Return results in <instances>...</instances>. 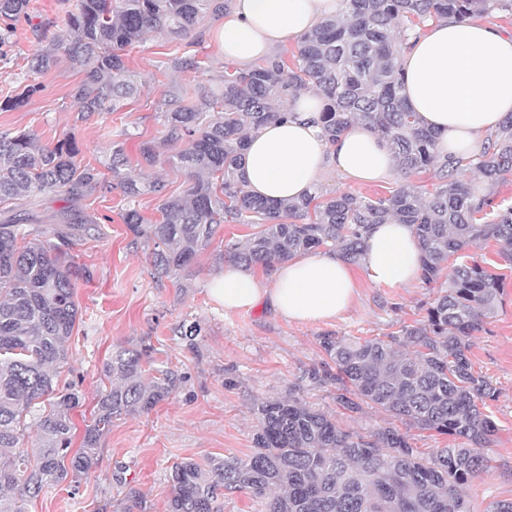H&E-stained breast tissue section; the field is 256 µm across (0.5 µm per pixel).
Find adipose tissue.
Masks as SVG:
<instances>
[{
  "label": "adipose tissue",
  "mask_w": 512,
  "mask_h": 512,
  "mask_svg": "<svg viewBox=\"0 0 512 512\" xmlns=\"http://www.w3.org/2000/svg\"><path fill=\"white\" fill-rule=\"evenodd\" d=\"M337 0H234L218 34L224 56L243 66L269 57L289 39L334 15ZM403 95L422 124L438 135L440 154H475L512 113V32L472 20L429 22L401 57ZM292 116L253 134L240 175L251 194L299 199L313 194L328 170L355 182H381L396 174L394 156L364 123H352L327 144L316 123L319 95L290 99ZM361 267L374 284L405 287L420 275V247L411 225H372ZM357 291L355 272L339 254L299 256L277 263L267 282L234 265L209 283V294L228 310L268 301L297 322L335 318Z\"/></svg>",
  "instance_id": "obj_1"
}]
</instances>
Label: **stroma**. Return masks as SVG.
Instances as JSON below:
<instances>
[{
	"label": "stroma",
	"instance_id": "stroma-1",
	"mask_svg": "<svg viewBox=\"0 0 512 512\" xmlns=\"http://www.w3.org/2000/svg\"><path fill=\"white\" fill-rule=\"evenodd\" d=\"M223 23L220 17L206 18L201 42L186 46L187 55L204 60L199 71L165 66L171 46L168 36L151 33L128 47L127 63L141 93L119 112H97L78 120L71 91L83 80V73L62 63L37 75L43 92L17 109L0 110V135L26 130L49 146L73 137L79 160L106 178L112 175V142L120 139L129 163L140 165L145 177L164 178L168 191L182 190L185 175L165 163L141 165L140 146L161 134L158 105L165 90L219 86L227 64L216 38ZM37 47L29 24L19 23L0 57V100L17 93L29 75L27 59ZM409 179L401 172L395 179L367 184L344 180L331 171L320 188L330 196L350 192L373 197ZM410 180L423 192L433 189L429 176ZM85 209L101 232L81 238L69 249L75 265L88 269L90 275L75 282L79 316L69 341V364L59 377L60 387L75 385L84 396L82 407L74 411L77 428H84L90 417L102 366L113 346L149 347L154 367L178 371L184 380L150 412L113 420L111 431L99 441L97 468L79 484L44 487L37 498L23 502L24 512H125L132 487L144 496V512H168L173 464L186 458L201 462L210 456L249 455L256 430L252 407L264 398L299 397L335 413L344 427L360 432L384 425L385 414L373 409L339 413L333 387L310 384L307 373L322 357L319 336L324 332L383 336L396 324L415 320L432 289L419 281L404 288L376 285L360 272L352 307L327 321L293 322L264 302L227 311L208 292L211 278L225 265L217 247L197 255L193 276L182 286L155 274L153 245L129 232L120 190L86 200ZM194 323L201 328L199 336L185 337V327ZM469 357L475 372L489 378L499 391L488 409L499 428L495 443L486 451L489 467L469 490L470 512H487L492 502L512 499V269L498 308L476 333Z\"/></svg>",
	"mask_w": 512,
	"mask_h": 512
}]
</instances>
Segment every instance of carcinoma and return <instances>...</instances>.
Instances as JSON below:
<instances>
[{"mask_svg":"<svg viewBox=\"0 0 512 512\" xmlns=\"http://www.w3.org/2000/svg\"><path fill=\"white\" fill-rule=\"evenodd\" d=\"M230 0H76L57 30L32 25L42 48L29 70L45 73L60 61L86 71L72 96L79 112H116L137 94L124 51L148 32L181 38L206 16L224 14ZM496 13L512 18V0H339L336 15L303 34L296 54L277 53L246 69L224 71L221 86L201 88L188 100L177 92L161 103L162 135L141 146L148 165L166 163L183 172L187 186L169 193L159 178L125 168L123 144L112 142L114 183L77 160L67 138L49 147L20 132L0 136V205L33 204L61 195L72 205L56 222L30 224L20 214L0 217V512H22L49 483H78L97 465L101 436L123 415L148 412L184 380L167 369L148 376V350L118 346L103 364L109 385L96 394L92 423L71 452L73 411L83 397L58 380L70 355L68 342L79 315L73 279L86 274L67 249L86 232L88 218L75 202L121 191L124 223L153 242L160 274L188 280L197 253L208 249L221 225L248 224L256 231L224 254L247 270L313 252H336L360 263L366 233L390 217L410 224L421 249L420 280L437 288L424 314L383 338L320 335L325 355L310 372L313 383L336 390V406L359 413L375 409L385 426L361 434L328 411L299 398L254 404V448L247 458L210 457L177 462L170 475L169 512H221L220 500L245 493L264 501L262 512H470L468 491L485 472L484 449L498 427L486 413L497 389L476 373L468 356L474 333L497 309L507 276L465 252L493 240L512 266V203L491 205L462 180L473 167L490 185L512 174V114L487 138L480 154L439 156L437 135L421 124L402 94L400 59L407 37L429 20L466 22ZM31 22L30 0H0V45L20 21ZM174 69L201 62L170 53ZM314 89L324 102L320 124L327 142L363 121L392 150L406 174L429 173L434 191L422 196L403 182L374 198L321 191L298 201L253 196L239 176L251 131L287 115L288 99ZM30 83L4 99L9 111L40 94ZM188 148L174 151L181 142ZM160 199L162 218L147 224L137 199ZM460 262L445 275L448 259ZM49 402L37 421V447L20 446L26 417ZM463 440L436 448L428 458L413 447L410 430Z\"/></svg>","mask_w":512,"mask_h":512,"instance_id":"carcinoma-1","label":"carcinoma"}]
</instances>
